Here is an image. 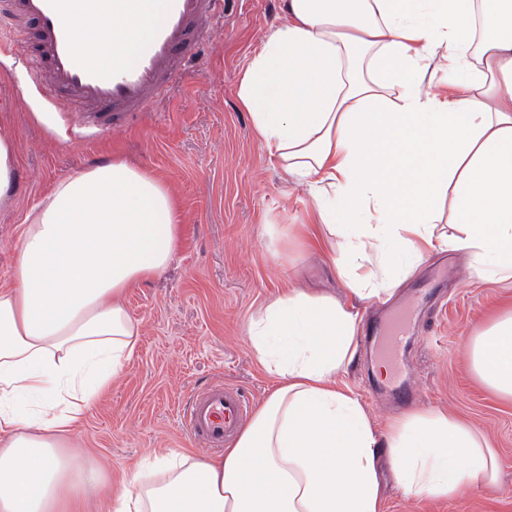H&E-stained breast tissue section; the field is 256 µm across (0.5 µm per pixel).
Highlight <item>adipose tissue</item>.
<instances>
[{"label": "adipose tissue", "mask_w": 512, "mask_h": 512, "mask_svg": "<svg viewBox=\"0 0 512 512\" xmlns=\"http://www.w3.org/2000/svg\"><path fill=\"white\" fill-rule=\"evenodd\" d=\"M282 10L237 98L271 158L309 188L323 243L350 256L337 267L349 292L387 301L443 249L469 254L485 280L512 279V0H283ZM62 20L80 49L108 58L151 17L67 8ZM444 214L456 234L440 233ZM180 237L163 182L119 158L58 181L27 214L0 286V512H65L101 485L72 440L136 352L125 289L163 272ZM357 334L356 309L284 289L249 323L276 381L251 423L221 455L152 456L109 512H385L380 448L404 495L494 486L492 449L446 414L377 431L336 382ZM467 351L483 382L512 398V309Z\"/></svg>", "instance_id": "ef3b65f1"}]
</instances>
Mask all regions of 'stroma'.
<instances>
[{"label":"stroma","mask_w":512,"mask_h":512,"mask_svg":"<svg viewBox=\"0 0 512 512\" xmlns=\"http://www.w3.org/2000/svg\"><path fill=\"white\" fill-rule=\"evenodd\" d=\"M281 15V0H229L190 76L101 137L82 113L52 111L26 64L0 51V133L13 138L18 158L16 191L0 201V283L13 270L25 216L56 181L95 160L116 154L159 176L182 209L174 260L124 293L140 324L138 350L79 429L83 460L103 469L107 489L85 492L71 512H107V490L147 456L208 455L177 422L179 409L197 392L223 382L252 392L254 402L264 400L273 381L250 345L248 326L284 282L349 299L333 266L344 253L309 236L311 194L269 161L236 96L253 52ZM508 300L512 280L485 282L468 254L443 250L410 271L387 303L360 304L365 321L413 304L419 312L416 340L401 366L414 395L410 404L383 392L373 373L382 361L378 350L358 348L338 378L372 423L381 428L412 412L440 411L475 430L500 462L495 486L449 500L404 496L388 462H381L386 512H512V400L479 378L466 349L469 336Z\"/></svg>","instance_id":"obj_1"}]
</instances>
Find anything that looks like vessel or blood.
I'll list each match as a JSON object with an SVG mask.
<instances>
[{
	"mask_svg": "<svg viewBox=\"0 0 512 512\" xmlns=\"http://www.w3.org/2000/svg\"><path fill=\"white\" fill-rule=\"evenodd\" d=\"M69 2L89 15L108 6L107 0H0V20L18 33L36 25L28 62L44 96L56 111L87 113L101 134L145 111L182 80L212 24L224 17V0H139L144 10L157 4V20L131 49L100 60L79 50L71 28L60 23ZM411 317L404 310L387 324H368L365 343L378 346L390 364H398L409 344ZM249 404L239 388L215 385L191 397L181 426L208 448L220 449L233 437Z\"/></svg>",
	"mask_w": 512,
	"mask_h": 512,
	"instance_id": "1",
	"label": "vessel or blood"
}]
</instances>
